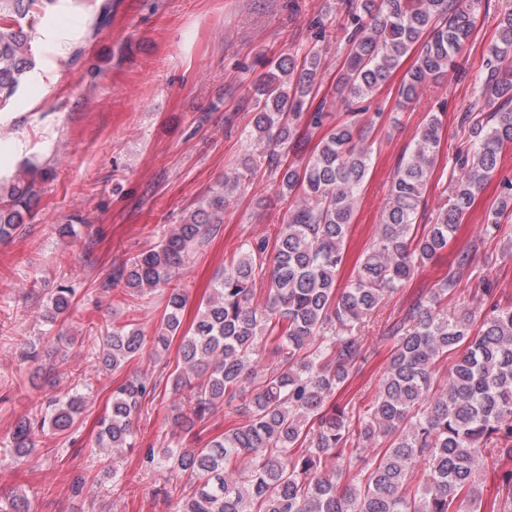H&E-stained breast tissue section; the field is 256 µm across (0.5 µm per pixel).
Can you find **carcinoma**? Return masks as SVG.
Here are the masks:
<instances>
[{
	"label": "carcinoma",
	"instance_id": "1",
	"mask_svg": "<svg viewBox=\"0 0 512 512\" xmlns=\"http://www.w3.org/2000/svg\"><path fill=\"white\" fill-rule=\"evenodd\" d=\"M0 102L12 97L33 71L31 32L45 0H0ZM346 59L337 85L347 118L321 138L303 163L282 156L294 149L302 117L323 125V107L308 111L319 90L321 57L310 52L268 63L247 131L264 154L243 171L224 176L207 207L162 232L160 242L112 272V286L136 297L168 283L209 226L222 223L224 206L241 181L263 170L278 194L294 200L275 238L242 244L238 257L214 279L192 325L182 329L186 296L168 294L151 352L168 351L179 338L176 369L167 379L185 394L189 412L174 418L177 430L162 448H148L149 468L178 472L166 478L163 497H177V512H481L478 475L487 459L512 461V305L482 289L485 311L443 302L472 275L482 241L461 249L436 288L419 295L385 322L391 354L369 407L356 417L336 402L364 361L365 333L386 299L418 270L448 249L476 196L498 173L503 147L512 143V9L497 25L479 87L482 108L460 113L468 147L444 181L445 203L428 224H417L424 193L436 168L441 141L439 112L427 114L413 149L392 175L376 236L340 285L346 239L371 169V127L361 124L363 103L416 50L403 72L397 104L406 108L421 92L459 66L475 29L474 10L461 0H347ZM48 168L29 161L11 177L0 175V241L32 216L37 180ZM486 213L496 232L512 213V180ZM268 283L263 300L255 285ZM74 296L62 288L44 310L56 323ZM272 361L262 363L267 345ZM146 337L132 323L112 324L102 345L86 355L117 373L143 355ZM160 381L127 375L112 391L100 421L99 453L114 458L134 447L135 422ZM86 405L79 390L13 424L9 454L28 461L37 432L68 433ZM244 422L205 445H184L186 435L217 408ZM364 468L352 472L356 461ZM512 505V470L503 474L489 512ZM7 512H29L25 492L8 497Z\"/></svg>",
	"mask_w": 512,
	"mask_h": 512
}]
</instances>
